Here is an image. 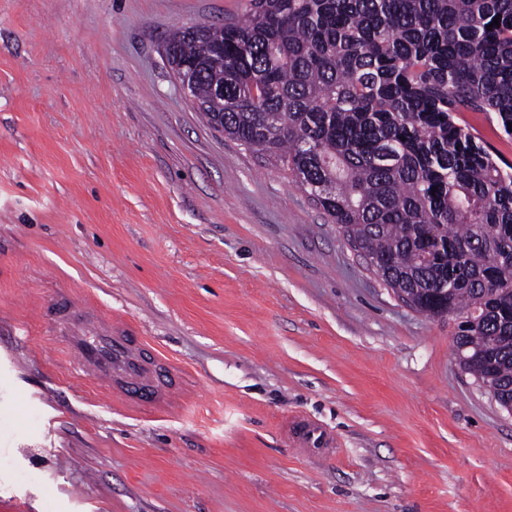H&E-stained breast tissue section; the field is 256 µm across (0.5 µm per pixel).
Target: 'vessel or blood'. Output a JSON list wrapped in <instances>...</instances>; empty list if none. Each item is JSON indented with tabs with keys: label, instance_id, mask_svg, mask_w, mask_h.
<instances>
[{
	"label": "vessel or blood",
	"instance_id": "obj_1",
	"mask_svg": "<svg viewBox=\"0 0 512 512\" xmlns=\"http://www.w3.org/2000/svg\"><path fill=\"white\" fill-rule=\"evenodd\" d=\"M61 341L66 356L83 372L137 406L165 408L177 389L168 381L173 367L162 357L147 358L136 337L117 323H66Z\"/></svg>",
	"mask_w": 512,
	"mask_h": 512
}]
</instances>
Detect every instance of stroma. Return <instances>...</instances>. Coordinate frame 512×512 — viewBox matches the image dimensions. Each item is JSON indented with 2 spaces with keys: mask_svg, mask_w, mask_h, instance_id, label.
<instances>
[{
  "mask_svg": "<svg viewBox=\"0 0 512 512\" xmlns=\"http://www.w3.org/2000/svg\"><path fill=\"white\" fill-rule=\"evenodd\" d=\"M246 4L0 0V512H512V413L453 321L180 90L167 38ZM61 302L126 321L182 408L77 370Z\"/></svg>",
  "mask_w": 512,
  "mask_h": 512,
  "instance_id": "35a3bbf8",
  "label": "stroma"
}]
</instances>
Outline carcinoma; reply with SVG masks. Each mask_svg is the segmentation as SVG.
<instances>
[{
	"instance_id": "obj_1",
	"label": "carcinoma",
	"mask_w": 512,
	"mask_h": 512,
	"mask_svg": "<svg viewBox=\"0 0 512 512\" xmlns=\"http://www.w3.org/2000/svg\"><path fill=\"white\" fill-rule=\"evenodd\" d=\"M167 45L208 125L288 170L413 309L468 318L459 366L512 406V162L457 122L512 136V0H248ZM461 118L477 129L501 155L512 161V137H508L500 130L495 119L491 120L489 116L480 112H465Z\"/></svg>"
}]
</instances>
